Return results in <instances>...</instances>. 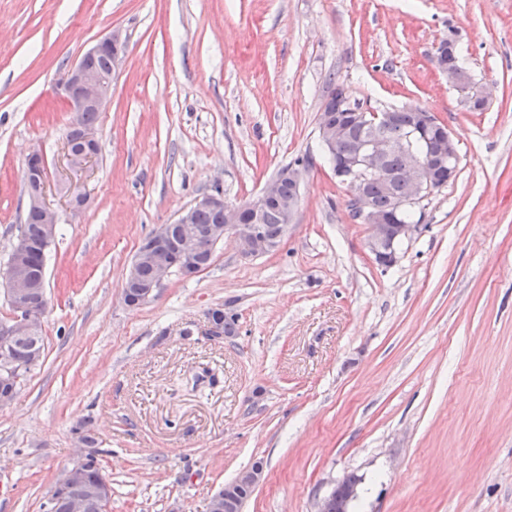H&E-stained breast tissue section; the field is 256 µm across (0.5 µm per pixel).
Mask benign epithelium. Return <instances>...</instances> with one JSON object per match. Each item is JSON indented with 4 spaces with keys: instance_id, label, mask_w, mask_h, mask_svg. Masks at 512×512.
Returning a JSON list of instances; mask_svg holds the SVG:
<instances>
[{
    "instance_id": "obj_1",
    "label": "benign epithelium",
    "mask_w": 512,
    "mask_h": 512,
    "mask_svg": "<svg viewBox=\"0 0 512 512\" xmlns=\"http://www.w3.org/2000/svg\"><path fill=\"white\" fill-rule=\"evenodd\" d=\"M126 40L121 33L114 31L88 49L75 63L66 69L59 83L62 98L71 112L65 135V156L68 165L81 171L100 153L101 145L98 129L85 122L87 112H102L109 100L112 77L105 76L87 65L91 57L107 54L112 58V69H117ZM437 54L445 59L439 64L440 72L454 85H460L468 77L459 64L455 41L448 38L437 48ZM390 112H365L352 109L348 101L340 98L336 105L325 102L322 112L318 114L319 137L329 156L334 158L333 172L336 178L350 189V197L356 202L368 232V248L376 263L392 266L397 261L395 243L411 237L418 229L416 224H404L400 216L409 211L422 209V202L432 191V183L439 180L449 182L456 177L458 151L449 131H444L439 151L435 153H415L411 162L398 173L410 187V193L397 199L387 214L376 211L363 192V183L370 177L391 179L385 172L383 159L392 149V144L381 137L357 140L350 144L347 152L336 151V144L347 138L349 129L358 124L384 123L391 119ZM439 127V121L431 112L421 113V124L414 128L408 137V143L401 149L413 150L411 140L418 138L423 131ZM25 181L37 183V190L28 192L26 213L33 215L42 224V241L45 245L53 243L59 215L45 201L48 183L47 163L42 153L31 152L25 162ZM290 182L295 195L284 201L281 198L282 183ZM303 181L301 168L292 166L281 170L269 181L254 198L239 204L224 201L221 194H210L196 199L192 204L180 210L174 223L181 226L180 243L174 259L160 255L169 243V225H158L138 247L129 272L122 284V299L130 309H137L149 302L157 294L163 281L174 267H179L186 275L195 276L206 270L197 242L206 239L214 244L231 238L245 257L265 255L276 245L264 238L259 225L244 223V217L257 215L267 204L280 202L287 220H292L300 201V186ZM200 210H215L224 213V223L204 227L194 223V214ZM14 260L7 270L0 273V283L7 292L10 317L0 324V383L5 385L17 378L23 368L15 366L8 358L7 349L14 339L28 336L35 329L43 326L44 315L37 314L28 302L32 284L26 274L28 243L18 241L13 245ZM143 262L153 264V277L147 284L138 281L137 270ZM139 289L137 297L130 296L129 289ZM84 453L71 468L59 479L56 489L70 494L69 512H89L99 502L111 498V487L104 480L94 487L81 484V468L88 459ZM262 469L259 467L240 473L230 484L224 485L222 491L214 495L207 506V512H224L226 502L233 487L254 488L259 483ZM356 495V487L340 482L336 484L329 496L317 502L316 512H327L329 503H334L336 512H349V506Z\"/></svg>"
}]
</instances>
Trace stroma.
<instances>
[{
	"label": "stroma",
	"instance_id": "obj_1",
	"mask_svg": "<svg viewBox=\"0 0 512 512\" xmlns=\"http://www.w3.org/2000/svg\"><path fill=\"white\" fill-rule=\"evenodd\" d=\"M114 30L101 154L74 171L57 82ZM450 35L466 91L437 70ZM336 88L433 112L457 143L456 178L387 268L320 143ZM35 150L60 224L44 358L0 410V512H46L87 431L109 512H205L256 465L243 512H315L352 473L351 512H512V0H0V268ZM297 163L275 251L224 240L205 271L124 305L156 225L207 194L248 201ZM215 308L237 336L208 337Z\"/></svg>",
	"mask_w": 512,
	"mask_h": 512
}]
</instances>
